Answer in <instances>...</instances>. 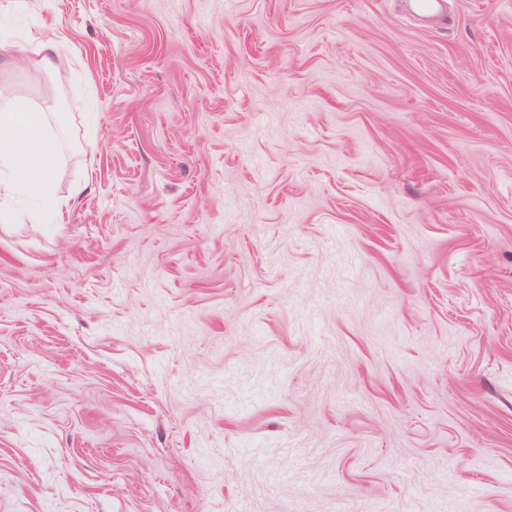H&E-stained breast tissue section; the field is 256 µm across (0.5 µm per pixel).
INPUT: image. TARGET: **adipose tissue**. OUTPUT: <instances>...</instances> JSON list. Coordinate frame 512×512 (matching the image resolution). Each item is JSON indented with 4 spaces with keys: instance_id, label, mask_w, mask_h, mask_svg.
Wrapping results in <instances>:
<instances>
[{
    "instance_id": "1",
    "label": "adipose tissue",
    "mask_w": 512,
    "mask_h": 512,
    "mask_svg": "<svg viewBox=\"0 0 512 512\" xmlns=\"http://www.w3.org/2000/svg\"><path fill=\"white\" fill-rule=\"evenodd\" d=\"M65 137L53 114L33 110L18 98L0 105V221L6 203L25 195L64 223L68 210L55 195L54 171Z\"/></svg>"
}]
</instances>
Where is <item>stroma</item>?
Masks as SVG:
<instances>
[{
	"label": "stroma",
	"mask_w": 512,
	"mask_h": 512,
	"mask_svg": "<svg viewBox=\"0 0 512 512\" xmlns=\"http://www.w3.org/2000/svg\"><path fill=\"white\" fill-rule=\"evenodd\" d=\"M64 224L0 222V512H512V0H0ZM87 191L72 196L76 183ZM63 47L57 34L52 29H48L32 51L33 57L27 61L37 71L54 74L57 72V61Z\"/></svg>",
	"instance_id": "1"
}]
</instances>
